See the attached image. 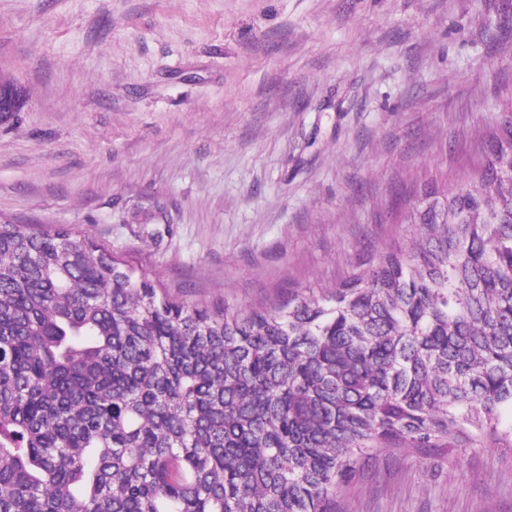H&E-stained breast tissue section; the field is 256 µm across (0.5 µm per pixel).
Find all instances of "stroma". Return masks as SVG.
I'll return each mask as SVG.
<instances>
[{
	"mask_svg": "<svg viewBox=\"0 0 512 512\" xmlns=\"http://www.w3.org/2000/svg\"><path fill=\"white\" fill-rule=\"evenodd\" d=\"M0 222L190 304L333 286L408 241L512 97V0H0ZM348 512H512V450L387 454Z\"/></svg>",
	"mask_w": 512,
	"mask_h": 512,
	"instance_id": "obj_1",
	"label": "stroma"
}]
</instances>
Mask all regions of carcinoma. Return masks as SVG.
<instances>
[{
    "label": "carcinoma",
    "mask_w": 512,
    "mask_h": 512,
    "mask_svg": "<svg viewBox=\"0 0 512 512\" xmlns=\"http://www.w3.org/2000/svg\"><path fill=\"white\" fill-rule=\"evenodd\" d=\"M404 245L258 309L0 224V512H342L385 452L512 447V116Z\"/></svg>",
    "instance_id": "1"
}]
</instances>
